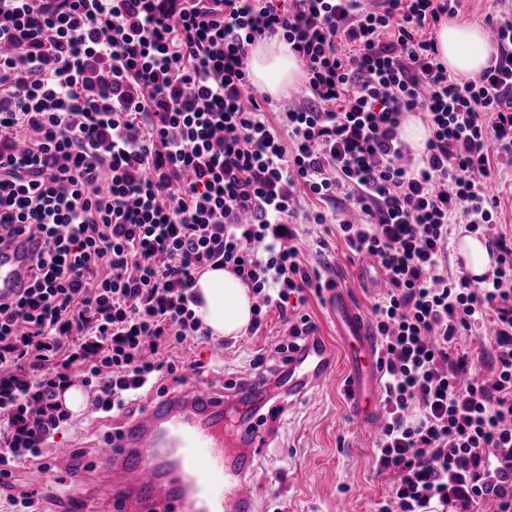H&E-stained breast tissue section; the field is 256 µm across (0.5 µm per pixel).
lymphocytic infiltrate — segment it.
<instances>
[{"label":"lymphocytic infiltrate","instance_id":"1","mask_svg":"<svg viewBox=\"0 0 512 512\" xmlns=\"http://www.w3.org/2000/svg\"><path fill=\"white\" fill-rule=\"evenodd\" d=\"M456 3L0 0V229L43 243L0 300V480L71 427L70 387L117 419L181 383L174 351L210 335L193 310L207 268L250 288V332L286 314L277 352L299 351L315 326L289 298L327 286L304 222L336 225L384 284L379 512H512V237L483 278L448 272L450 221L492 223L484 180L512 168V17L487 15L494 53L462 81L434 37ZM272 38L302 67L297 103L244 92ZM411 112L430 131L416 157ZM488 324L492 378L465 381L457 340Z\"/></svg>","mask_w":512,"mask_h":512}]
</instances>
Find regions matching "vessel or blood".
Listing matches in <instances>:
<instances>
[{
  "instance_id": "1",
  "label": "vessel or blood",
  "mask_w": 512,
  "mask_h": 512,
  "mask_svg": "<svg viewBox=\"0 0 512 512\" xmlns=\"http://www.w3.org/2000/svg\"><path fill=\"white\" fill-rule=\"evenodd\" d=\"M31 246L24 235L0 240V296H13L29 279ZM326 305L336 325V340H307V361L299 365L295 381L319 383L344 358L348 372L347 401L355 428L375 431L380 406L379 341L364 311L353 301L347 284L336 281L326 292ZM179 392L152 402L142 415L112 433L101 450L98 468L104 473L133 475L135 487L108 485L115 512H126L127 496H134L140 512H254L253 488L267 484L251 451L266 447L272 436L268 422L251 419L235 430L240 448L238 464H226L224 411L229 399L249 397L243 384L220 392L205 386L193 364H186Z\"/></svg>"
}]
</instances>
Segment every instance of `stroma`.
I'll use <instances>...</instances> for the list:
<instances>
[{"instance_id":"35a3bbf8","label":"stroma","mask_w":512,"mask_h":512,"mask_svg":"<svg viewBox=\"0 0 512 512\" xmlns=\"http://www.w3.org/2000/svg\"><path fill=\"white\" fill-rule=\"evenodd\" d=\"M490 194L497 201L496 215L485 228L483 239L512 236V174L500 175ZM301 231L305 260L327 266L329 276L346 279L361 308L371 311L381 285L373 278L367 259H349L337 233L326 234L319 227L306 225ZM323 234L330 247L321 255L313 242ZM285 329L282 316L273 309L257 333L224 341L193 340L179 355L198 360L203 378L248 381L253 377L251 360L267 354L270 340L279 338ZM345 380V364L337 362L332 375L277 417L269 447L258 449L256 456L272 478L271 485L259 494V512H377L379 503L386 499L391 479L374 473V436L358 433L351 424ZM113 424L109 418L62 432L60 441L69 443L73 453L66 459H51L50 479H41L37 468L28 464L14 467V485L0 487V512H12L13 496L26 486L38 492L37 512H57L69 492L91 491L97 471L90 461ZM299 471L306 475L301 485L294 480Z\"/></svg>"}]
</instances>
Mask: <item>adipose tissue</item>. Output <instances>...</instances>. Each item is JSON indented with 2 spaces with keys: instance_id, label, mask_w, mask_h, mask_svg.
I'll return each mask as SVG.
<instances>
[{
  "instance_id": "obj_1",
  "label": "adipose tissue",
  "mask_w": 512,
  "mask_h": 512,
  "mask_svg": "<svg viewBox=\"0 0 512 512\" xmlns=\"http://www.w3.org/2000/svg\"><path fill=\"white\" fill-rule=\"evenodd\" d=\"M441 59L454 75L468 77L489 64L492 48L483 30L456 22L441 26L436 34ZM251 74L264 92L276 96L295 85L302 75L300 65L285 42L258 44L251 57ZM199 302L194 308L205 327L217 338L243 333L252 320L253 297L231 271L210 268L195 284Z\"/></svg>"
}]
</instances>
